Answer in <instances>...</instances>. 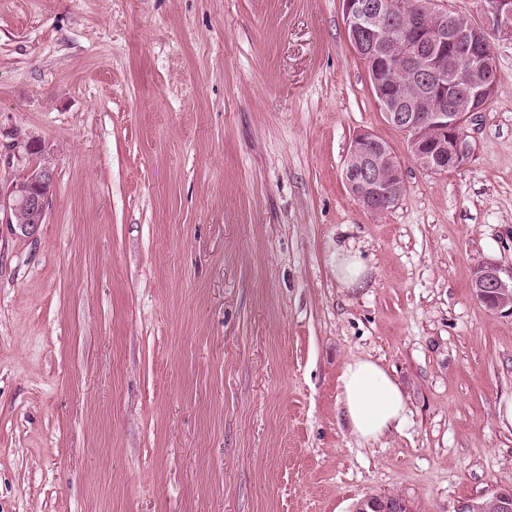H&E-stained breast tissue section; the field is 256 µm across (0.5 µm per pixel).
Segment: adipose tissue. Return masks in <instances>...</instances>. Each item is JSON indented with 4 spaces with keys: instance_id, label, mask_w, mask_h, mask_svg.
<instances>
[{
    "instance_id": "obj_1",
    "label": "adipose tissue",
    "mask_w": 512,
    "mask_h": 512,
    "mask_svg": "<svg viewBox=\"0 0 512 512\" xmlns=\"http://www.w3.org/2000/svg\"><path fill=\"white\" fill-rule=\"evenodd\" d=\"M338 403L352 434L369 444L408 420L406 397L396 380L378 363L360 359L340 377Z\"/></svg>"
}]
</instances>
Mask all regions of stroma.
<instances>
[{
  "instance_id": "obj_1",
  "label": "stroma",
  "mask_w": 512,
  "mask_h": 512,
  "mask_svg": "<svg viewBox=\"0 0 512 512\" xmlns=\"http://www.w3.org/2000/svg\"><path fill=\"white\" fill-rule=\"evenodd\" d=\"M465 165L408 162L339 0H0V183L57 167L29 237L0 223V512H456L512 488V40ZM405 159L366 211L359 131ZM361 251L363 287L332 254ZM380 363L408 423L361 443L339 378ZM344 178L362 206L376 216L391 211L403 196V162L387 141L370 131L352 139ZM336 279L349 288H360L367 274V263L352 246L339 245L333 253ZM472 290L487 309L512 315V268L504 271L494 263L478 264L473 270ZM407 500L397 495L368 494L359 499L351 512H412Z\"/></svg>"
}]
</instances>
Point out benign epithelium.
I'll return each mask as SVG.
<instances>
[{"instance_id": "obj_1", "label": "benign epithelium", "mask_w": 512, "mask_h": 512, "mask_svg": "<svg viewBox=\"0 0 512 512\" xmlns=\"http://www.w3.org/2000/svg\"><path fill=\"white\" fill-rule=\"evenodd\" d=\"M345 29L366 64L373 95L387 123L409 136V159L442 174L462 167L470 154L466 126L496 97L499 76L482 46L494 36L512 38V0H484L478 21L440 10L427 0H340ZM390 32L385 37L384 32ZM417 74L389 87L386 69L396 60ZM26 147L38 161L19 182L0 185V221L33 235L44 223L55 180L54 159L34 140ZM345 182L362 206L376 216L391 211L403 196V162L390 144L370 131L352 139ZM476 300L512 315V269L483 262L473 270ZM351 512H412L396 495L368 494ZM456 512H512V490L462 503Z\"/></svg>"}]
</instances>
